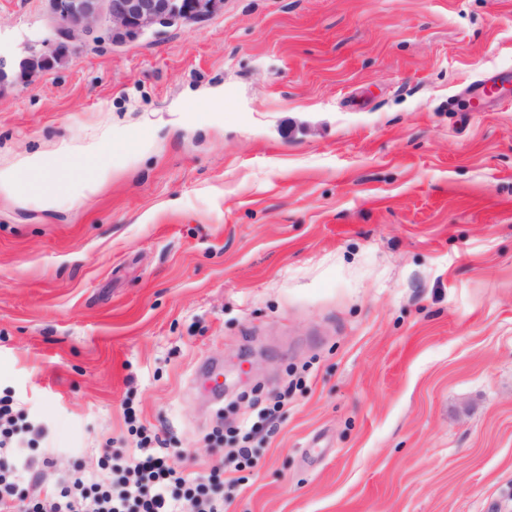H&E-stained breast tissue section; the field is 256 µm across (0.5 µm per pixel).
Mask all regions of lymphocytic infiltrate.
<instances>
[{"mask_svg":"<svg viewBox=\"0 0 512 512\" xmlns=\"http://www.w3.org/2000/svg\"><path fill=\"white\" fill-rule=\"evenodd\" d=\"M27 432L10 399L0 398V512H224V466L205 476L176 468L149 429L132 458L104 455L92 472L62 466L51 448L30 453ZM49 469L58 479L39 489Z\"/></svg>","mask_w":512,"mask_h":512,"instance_id":"f902f5d3","label":"lymphocytic infiltrate"}]
</instances>
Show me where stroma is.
Listing matches in <instances>:
<instances>
[{"label":"stroma","instance_id":"stroma-1","mask_svg":"<svg viewBox=\"0 0 512 512\" xmlns=\"http://www.w3.org/2000/svg\"><path fill=\"white\" fill-rule=\"evenodd\" d=\"M59 38L0 0L17 55ZM109 130L142 141L85 203L0 193V396L38 447L132 456L131 409L223 463L224 512H512V0H224L0 88V169Z\"/></svg>","mask_w":512,"mask_h":512}]
</instances>
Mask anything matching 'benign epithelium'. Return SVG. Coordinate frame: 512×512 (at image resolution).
Wrapping results in <instances>:
<instances>
[{
	"mask_svg": "<svg viewBox=\"0 0 512 512\" xmlns=\"http://www.w3.org/2000/svg\"><path fill=\"white\" fill-rule=\"evenodd\" d=\"M55 20L64 27L66 41L46 51L17 58L0 48V86L24 83L55 59L76 51L75 42L89 37L105 21L115 39H136L157 25L198 21L219 11L224 0H47Z\"/></svg>",
	"mask_w": 512,
	"mask_h": 512,
	"instance_id": "1",
	"label": "benign epithelium"
}]
</instances>
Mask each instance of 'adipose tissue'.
<instances>
[{
    "label": "adipose tissue",
    "mask_w": 512,
    "mask_h": 512,
    "mask_svg": "<svg viewBox=\"0 0 512 512\" xmlns=\"http://www.w3.org/2000/svg\"><path fill=\"white\" fill-rule=\"evenodd\" d=\"M134 144L125 135L105 138L90 148L77 166L73 178L59 179L62 163L52 155H34L23 171L0 170V192L13 196H35L41 206L51 210L62 198L82 201L112 177L113 157L132 154Z\"/></svg>",
    "instance_id": "obj_1"
}]
</instances>
